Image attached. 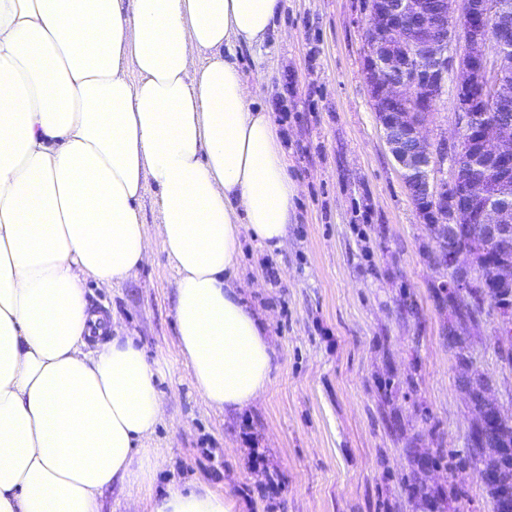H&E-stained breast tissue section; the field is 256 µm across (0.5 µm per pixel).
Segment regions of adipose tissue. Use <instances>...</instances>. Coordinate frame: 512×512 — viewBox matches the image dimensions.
<instances>
[{"label": "adipose tissue", "mask_w": 512, "mask_h": 512, "mask_svg": "<svg viewBox=\"0 0 512 512\" xmlns=\"http://www.w3.org/2000/svg\"><path fill=\"white\" fill-rule=\"evenodd\" d=\"M282 0H0V512H99L152 482L165 414L143 349L87 283L136 275L160 244L178 354L210 409L269 389L275 351L242 299V235L288 244L296 187L235 47ZM159 190V222L139 202ZM172 485L150 512H234ZM158 189L150 184L147 186L144 195L140 201V210L144 223L148 229H154L158 223L159 213L157 207Z\"/></svg>", "instance_id": "ef3b65f1"}]
</instances>
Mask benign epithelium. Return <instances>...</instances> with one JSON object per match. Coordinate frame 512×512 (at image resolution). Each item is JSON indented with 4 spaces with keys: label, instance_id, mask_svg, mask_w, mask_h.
I'll return each instance as SVG.
<instances>
[{
    "label": "benign epithelium",
    "instance_id": "obj_1",
    "mask_svg": "<svg viewBox=\"0 0 512 512\" xmlns=\"http://www.w3.org/2000/svg\"><path fill=\"white\" fill-rule=\"evenodd\" d=\"M365 77L383 138L423 223L427 224L447 288L455 297L474 290L479 263L461 245L469 226L480 227L481 252L493 284H512V122L489 121L483 106L512 93V54L488 51L490 42L512 44V16L498 0H368ZM456 67L457 112L452 139L426 135L450 67ZM480 159V170L464 166ZM487 377L466 394L477 412L475 436L493 410L511 423L491 396ZM477 469L486 485L498 483L499 449L486 448Z\"/></svg>",
    "mask_w": 512,
    "mask_h": 512
}]
</instances>
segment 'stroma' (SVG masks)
<instances>
[{
	"mask_svg": "<svg viewBox=\"0 0 512 512\" xmlns=\"http://www.w3.org/2000/svg\"><path fill=\"white\" fill-rule=\"evenodd\" d=\"M261 49L238 52L254 107L269 109L297 185L288 246L241 239L236 272L276 351L265 395L235 414L205 406L176 350L175 273L154 247L136 276L89 287L159 369L165 416L148 487L107 489L100 512H150L174 484L239 512H418L414 482L443 493L426 512H489L473 470L419 458L466 453L475 413L448 345L455 318L432 240L378 125L365 79L363 0H284ZM497 313L469 334L477 367L512 414V364ZM456 496H448V489Z\"/></svg>",
	"mask_w": 512,
	"mask_h": 512,
	"instance_id": "stroma-1",
	"label": "stroma"
}]
</instances>
